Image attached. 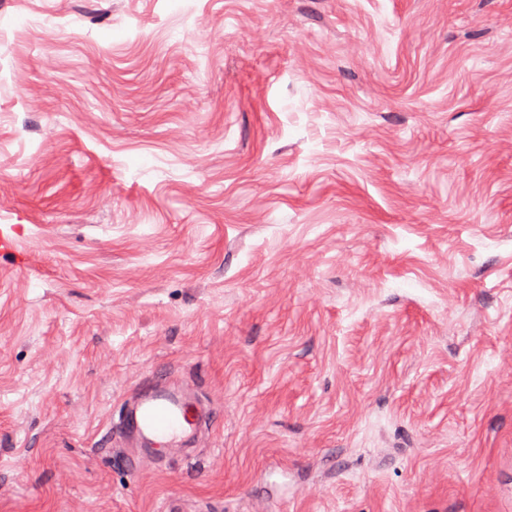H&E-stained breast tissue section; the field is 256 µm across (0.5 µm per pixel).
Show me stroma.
<instances>
[{"instance_id":"stroma-1","label":"stroma","mask_w":512,"mask_h":512,"mask_svg":"<svg viewBox=\"0 0 512 512\" xmlns=\"http://www.w3.org/2000/svg\"><path fill=\"white\" fill-rule=\"evenodd\" d=\"M1 224L0 512H512V0H0ZM211 419L210 409L198 399L193 383H152L125 403L114 425L118 435L126 440L137 436L163 458L194 446Z\"/></svg>"}]
</instances>
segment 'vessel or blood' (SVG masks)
Masks as SVG:
<instances>
[{"instance_id": "1", "label": "vessel or blood", "mask_w": 512, "mask_h": 512, "mask_svg": "<svg viewBox=\"0 0 512 512\" xmlns=\"http://www.w3.org/2000/svg\"><path fill=\"white\" fill-rule=\"evenodd\" d=\"M211 419V412L198 399L194 384L152 383L125 404L115 431L125 438L137 436L163 458L193 446Z\"/></svg>"}]
</instances>
